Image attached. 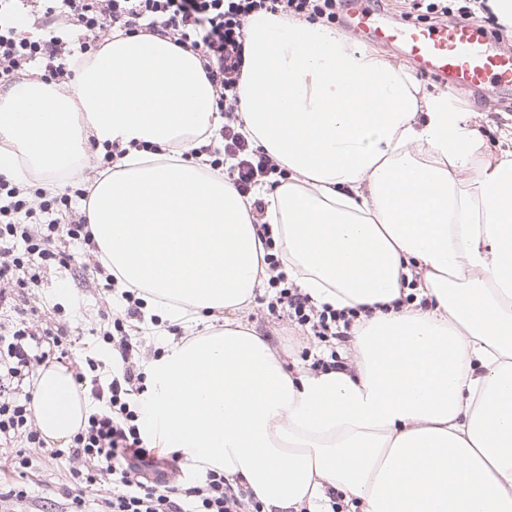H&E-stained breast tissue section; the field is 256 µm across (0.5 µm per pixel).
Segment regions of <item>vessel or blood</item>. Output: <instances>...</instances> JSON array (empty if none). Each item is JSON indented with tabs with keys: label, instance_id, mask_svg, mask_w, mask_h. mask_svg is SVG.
<instances>
[{
	"label": "vessel or blood",
	"instance_id": "1",
	"mask_svg": "<svg viewBox=\"0 0 512 512\" xmlns=\"http://www.w3.org/2000/svg\"><path fill=\"white\" fill-rule=\"evenodd\" d=\"M356 23L371 29L376 43H393L415 64L442 76L450 92L467 88L488 90L512 84V55L492 50L488 37L479 35L474 21L452 26H380L361 13Z\"/></svg>",
	"mask_w": 512,
	"mask_h": 512
}]
</instances>
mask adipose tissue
I'll return each instance as SVG.
<instances>
[{"label": "adipose tissue", "mask_w": 512, "mask_h": 512, "mask_svg": "<svg viewBox=\"0 0 512 512\" xmlns=\"http://www.w3.org/2000/svg\"><path fill=\"white\" fill-rule=\"evenodd\" d=\"M244 130L288 171L259 189L285 268L315 305L367 307L343 369L298 366L241 319L270 271L250 203L185 158L220 117L198 57L113 36L77 95L32 80L0 97V172L79 176L87 144L127 153L90 222L121 288L192 329L146 368L151 442L240 477L265 512H512V152L495 160L446 92L319 22L247 23ZM408 304L390 309L400 297ZM33 408L65 443L91 405L41 369Z\"/></svg>", "instance_id": "1"}]
</instances>
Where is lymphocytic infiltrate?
<instances>
[{"mask_svg": "<svg viewBox=\"0 0 512 512\" xmlns=\"http://www.w3.org/2000/svg\"><path fill=\"white\" fill-rule=\"evenodd\" d=\"M341 0H0V82L28 75L71 92L73 52L96 54L114 27L125 34L164 38L196 54L224 116L218 143L196 142L188 157L224 175L240 194L277 174L275 161L251 146L242 134L239 90L246 65L248 20L257 14L334 22ZM29 20L30 31L19 28ZM92 187L54 190L21 185L0 174V307L17 318L0 330V445L21 440L28 448L46 446L37 427L31 395L18 385L51 360H70L74 380L103 407L89 415L65 451L72 460L71 484L64 488L67 512H85L86 490L101 494V512H263V505L240 478L219 470L204 477L181 474L177 457L156 455L142 432L135 398L147 389L139 367L143 300L137 290L123 291L120 308L98 309L91 335L95 353L87 354L67 324L47 322L23 292L40 287L52 270L76 263L104 288L116 277L103 264L86 210ZM260 238L277 291L267 308L286 313L291 323L309 329L322 343L345 341L356 322L355 308L318 307L308 294L289 285L273 253L268 226Z\"/></svg>", "mask_w": 512, "mask_h": 512, "instance_id": "obj_1", "label": "lymphocytic infiltrate"}]
</instances>
